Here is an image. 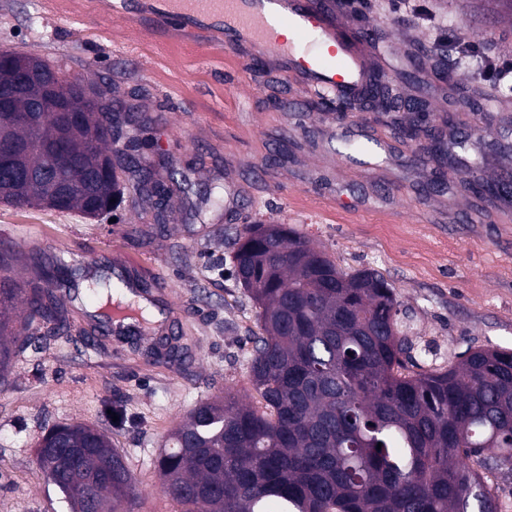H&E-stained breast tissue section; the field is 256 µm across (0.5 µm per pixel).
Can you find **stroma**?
<instances>
[{
  "label": "stroma",
  "instance_id": "obj_1",
  "mask_svg": "<svg viewBox=\"0 0 512 512\" xmlns=\"http://www.w3.org/2000/svg\"><path fill=\"white\" fill-rule=\"evenodd\" d=\"M432 6L448 29L512 55V12L493 0ZM109 10L104 0H0V49L58 60L65 76L146 118L131 151L158 162L159 178L176 174L167 221L133 193L111 222L0 203V236L16 245L21 281L33 279L36 251L70 266L118 259L159 282L185 355L148 363L149 336L84 350L86 281L61 295L70 332L18 353L0 388V512H71L36 462L42 435L71 422L104 428L125 455L138 489L134 512H175L155 469L171 432L200 400L227 389L245 402L255 396L256 307L231 275L228 243L249 224L291 226L343 271L381 272L407 312L404 330L422 367L448 366L474 349H512V199L487 201L454 174L435 189V161L396 130L409 114L306 110L316 94L298 74L221 46L214 29L154 30L140 0H128L124 18ZM338 17L349 28L359 18L371 24L374 67L403 96L424 95L431 124L453 116L445 141L470 135L480 178L512 170V97L471 75L467 95L489 101L483 118L456 109L448 83L433 75L427 25L391 0H363ZM346 138L375 139L386 150L364 166L341 154Z\"/></svg>",
  "mask_w": 512,
  "mask_h": 512
}]
</instances>
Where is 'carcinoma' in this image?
Masks as SVG:
<instances>
[{"label":"carcinoma","mask_w":512,"mask_h":512,"mask_svg":"<svg viewBox=\"0 0 512 512\" xmlns=\"http://www.w3.org/2000/svg\"><path fill=\"white\" fill-rule=\"evenodd\" d=\"M61 66L37 56L20 112L38 110L34 124L21 122L13 138L28 153L5 164L0 146V203L19 207L21 194L46 207L89 217L88 198L117 201L125 181L99 174L96 159L73 140L70 156L52 165L44 148L58 133L54 112L39 106L41 80ZM58 97L82 112L71 87ZM388 112L426 108L418 99L389 91L379 72L348 100ZM132 188L165 198L172 188L155 178L154 164L133 159ZM492 197H512V181L480 185ZM249 224L235 233V279L257 308L260 333L250 337L251 383L258 400L245 404L230 391L197 404L172 434L157 460L163 491L179 512H497L481 475L461 463L481 457L486 465L512 466V351L475 349L445 370L413 371L407 337L399 328L400 302L382 273H346L303 235L281 227L275 235ZM14 260L0 242V383L18 348L40 349L29 332L35 322L69 329L68 311L54 288L69 268L45 265L34 255L37 277L20 288L10 276ZM119 283L95 276L94 302L112 299ZM22 305L25 321L13 316ZM62 438L81 449L79 467L97 472L106 458L118 465L112 480L90 491L70 477L68 459L36 452L38 466L72 512H126L136 482L125 456L100 429L81 422L55 425L38 447Z\"/></svg>","instance_id":"obj_1"}]
</instances>
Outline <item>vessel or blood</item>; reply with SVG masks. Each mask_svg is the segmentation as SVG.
<instances>
[{"instance_id":"obj_1","label":"vessel or blood","mask_w":512,"mask_h":512,"mask_svg":"<svg viewBox=\"0 0 512 512\" xmlns=\"http://www.w3.org/2000/svg\"><path fill=\"white\" fill-rule=\"evenodd\" d=\"M155 13L158 28L182 24L187 16H222L224 45L255 46L278 57L310 87L341 99L359 90L368 75V43L351 37L330 6L313 0H166ZM289 28L293 40L279 35Z\"/></svg>"}]
</instances>
